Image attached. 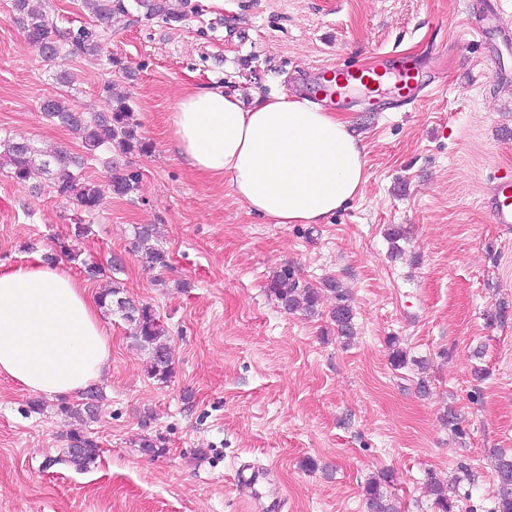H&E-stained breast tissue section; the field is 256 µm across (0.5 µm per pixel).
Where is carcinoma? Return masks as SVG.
Here are the masks:
<instances>
[{"mask_svg":"<svg viewBox=\"0 0 512 512\" xmlns=\"http://www.w3.org/2000/svg\"><path fill=\"white\" fill-rule=\"evenodd\" d=\"M81 3L90 14L91 23L70 37L71 55L101 51L112 42L114 24L119 22V18L130 15L124 0H81ZM134 3L147 19L161 17L169 22H180L185 18V12L171 8L170 0H134ZM12 8L14 19L23 30L26 40L38 45L43 61L56 68V83L63 87L73 83L74 74L58 63L61 49L54 38L46 10L33 7L31 0H13ZM106 93V111L90 117L73 108L60 93L42 100L40 112L49 122L75 134L88 157L95 156L102 147L125 154L147 151V144L137 135V124L130 106L123 98H112V86H106ZM83 165L84 158L81 156L64 149L45 151L29 141L7 140L0 149V166L9 169L15 182H27L32 172L38 170L49 177L57 195L71 199L83 211L99 209L108 193L122 198L137 188L139 174L120 168L111 161L106 162L108 176L103 184L86 179L82 173ZM89 232L88 224L73 225L67 235L57 238L54 252L45 255L43 260L52 263L60 256L77 260L80 251L76 244ZM135 249L145 251L151 268L163 269L168 266L167 252L156 243L153 225L136 227ZM266 289L285 312H300L310 317L319 314L322 291L326 289L334 293L336 305L332 309L331 319L336 334L347 342L353 338V310L346 292L335 278L328 277L322 286L313 287L300 283L294 271L284 267L268 280ZM99 303L112 312L120 313L122 319L132 327L135 339L148 350V375L161 382L169 380L173 375V367L166 343V329L152 307L132 302L124 296V289L118 284L101 293ZM59 412L67 417L83 413L92 417L94 407L88 402L76 405L63 402L59 405ZM98 452L97 444L90 438L83 435L70 436L68 463L76 470L88 469L97 459ZM494 470L498 484L492 512H512V454L500 453L495 456ZM428 484L436 496L435 504L439 512H453L454 505L436 478L430 477ZM365 496L369 512H398L382 490V483L377 480L367 482Z\"/></svg>","mask_w":512,"mask_h":512,"instance_id":"carcinoma-1","label":"carcinoma"}]
</instances>
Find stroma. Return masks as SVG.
Wrapping results in <instances>:
<instances>
[{
    "instance_id": "stroma-1",
    "label": "stroma",
    "mask_w": 512,
    "mask_h": 512,
    "mask_svg": "<svg viewBox=\"0 0 512 512\" xmlns=\"http://www.w3.org/2000/svg\"><path fill=\"white\" fill-rule=\"evenodd\" d=\"M11 5L0 0V140L81 154L39 104L60 91L100 113L110 84L150 149L86 159L90 179L105 181L113 158L140 183L85 216L45 175L19 184L0 167V270L40 260L84 218V258L111 271L90 291L116 280L150 305L174 373L151 378L130 326L108 312L112 359L94 382L95 419L62 416L57 401L1 377L0 512H262L234 480L247 464L271 468L282 512H367L365 484L387 473L400 512H438L431 476L453 487L454 512H489L495 453L512 451V224L492 223L484 207L512 175V0L494 14L486 0H188L180 22L123 23L107 53L67 56L65 88ZM389 51L435 91L402 112L373 111L351 91L339 112L364 141L368 181L324 223L250 214L227 180L172 147L169 117L185 90L311 99V71ZM139 224L159 225L169 269H146L132 251ZM287 264L301 281L332 276L349 290L352 343L334 332L332 295L315 317L268 296ZM74 432L99 448L84 471L66 460ZM145 437L162 438L164 453L143 454Z\"/></svg>"
}]
</instances>
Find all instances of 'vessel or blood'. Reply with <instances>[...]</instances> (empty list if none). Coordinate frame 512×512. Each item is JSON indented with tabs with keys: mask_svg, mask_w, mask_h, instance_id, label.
Masks as SVG:
<instances>
[{
	"mask_svg": "<svg viewBox=\"0 0 512 512\" xmlns=\"http://www.w3.org/2000/svg\"><path fill=\"white\" fill-rule=\"evenodd\" d=\"M394 83L400 97V106H408L427 97L428 92L419 81L414 64L399 54H382L378 62L370 68L347 66L337 69L328 80L329 85L344 89L350 86L380 85ZM492 223L512 224V179L497 182L492 195L486 203ZM270 471L265 467H251L238 470L236 481L240 488L256 491L257 487L266 484Z\"/></svg>",
	"mask_w": 512,
	"mask_h": 512,
	"instance_id": "obj_1",
	"label": "vessel or blood"
}]
</instances>
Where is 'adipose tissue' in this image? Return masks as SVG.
Listing matches in <instances>:
<instances>
[{
    "label": "adipose tissue",
    "instance_id": "obj_1",
    "mask_svg": "<svg viewBox=\"0 0 512 512\" xmlns=\"http://www.w3.org/2000/svg\"><path fill=\"white\" fill-rule=\"evenodd\" d=\"M178 150L197 172L227 179L252 213L320 224L360 195L364 146L350 121L285 93L198 87L170 114ZM112 338L87 285L63 264L0 271V376L53 398L80 394L108 368Z\"/></svg>",
    "mask_w": 512,
    "mask_h": 512
}]
</instances>
